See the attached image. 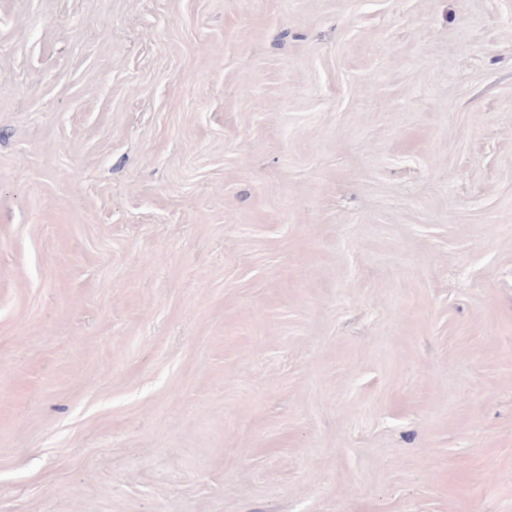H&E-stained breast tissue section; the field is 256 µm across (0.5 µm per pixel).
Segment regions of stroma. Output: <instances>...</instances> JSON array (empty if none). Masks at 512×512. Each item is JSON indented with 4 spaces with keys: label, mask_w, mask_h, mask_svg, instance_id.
<instances>
[{
    "label": "stroma",
    "mask_w": 512,
    "mask_h": 512,
    "mask_svg": "<svg viewBox=\"0 0 512 512\" xmlns=\"http://www.w3.org/2000/svg\"><path fill=\"white\" fill-rule=\"evenodd\" d=\"M0 512H512V0H0Z\"/></svg>",
    "instance_id": "1"
}]
</instances>
